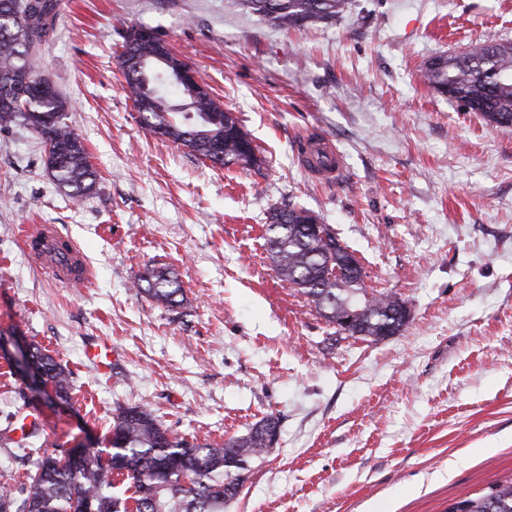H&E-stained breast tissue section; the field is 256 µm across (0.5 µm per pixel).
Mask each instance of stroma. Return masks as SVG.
Returning a JSON list of instances; mask_svg holds the SVG:
<instances>
[{"mask_svg": "<svg viewBox=\"0 0 512 512\" xmlns=\"http://www.w3.org/2000/svg\"><path fill=\"white\" fill-rule=\"evenodd\" d=\"M155 31L237 116L264 165L202 161L139 120L117 56ZM512 42V0H351L333 24L284 32L232 0H61L40 67L97 172L73 198L45 144L0 129V337L46 348L70 404L31 390L0 355V483L31 468L3 433L23 409L49 443L110 449L117 406L172 433L223 441L267 415L279 438L224 512H446L512 476V128L424 85L418 69L475 42ZM315 131L342 153L330 184L301 165ZM330 225L371 292L410 309L402 334L340 338L267 257L273 208ZM51 224L89 267L57 285L20 228ZM172 268L169 311L136 282ZM107 341L99 374L86 346ZM456 469H449V462Z\"/></svg>", "mask_w": 512, "mask_h": 512, "instance_id": "obj_1", "label": "stroma"}]
</instances>
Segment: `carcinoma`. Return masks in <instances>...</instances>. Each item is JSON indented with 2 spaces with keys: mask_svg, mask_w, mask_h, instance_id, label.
<instances>
[{
  "mask_svg": "<svg viewBox=\"0 0 512 512\" xmlns=\"http://www.w3.org/2000/svg\"><path fill=\"white\" fill-rule=\"evenodd\" d=\"M232 5L287 31L332 23L348 10L350 0H233ZM57 15L58 0H0V82L15 86L12 96L0 97V127L23 125L37 133L57 187L77 198L93 191L97 174L83 141L66 122L69 102L57 91L37 96L24 83L27 78L42 81L38 52L53 33ZM154 52L150 42L127 40L118 55L141 123L157 137L221 166L236 165L246 145L250 158L241 168L261 172L263 159L250 139H226L224 155L213 153L228 112L213 94L196 97L184 88L175 103L150 87L155 77L144 76L142 64ZM420 77L436 92L478 109L486 125L512 127V42L476 44L431 57L421 65ZM317 220L293 205L270 211L266 247L281 280L330 324L347 315L349 302H360L353 338L377 342L389 327L402 332L407 326L404 301L391 292L368 293L362 278L336 276L333 270L350 249L328 224L318 233L311 231ZM136 287L169 310L184 302V288L167 266L147 269ZM30 348L35 366L51 385L50 400L70 403L71 373L48 350L35 343ZM279 427V418L270 415L222 443L190 441L172 435L149 406L120 405L112 413L108 453L86 448L74 457L60 444L50 450L20 446L32 459V470L19 490L0 487V512H224V505L239 495L250 463L273 447L270 435ZM119 477L131 481L133 495L112 494ZM448 512H512V477L452 504Z\"/></svg>",
  "mask_w": 512,
  "mask_h": 512,
  "instance_id": "carcinoma-1",
  "label": "carcinoma"
}]
</instances>
